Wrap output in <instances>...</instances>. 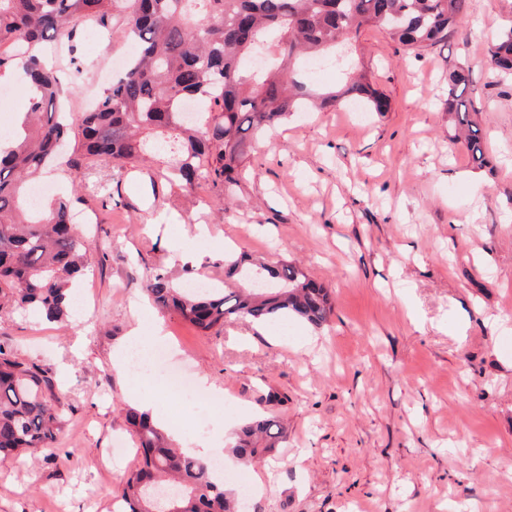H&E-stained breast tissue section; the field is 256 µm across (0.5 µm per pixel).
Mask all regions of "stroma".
Masks as SVG:
<instances>
[{"label": "stroma", "instance_id": "stroma-1", "mask_svg": "<svg viewBox=\"0 0 512 512\" xmlns=\"http://www.w3.org/2000/svg\"><path fill=\"white\" fill-rule=\"evenodd\" d=\"M510 21L512 0H478L447 44L420 56L364 28L352 66L389 111L300 112L255 136L226 207L151 164L115 176L101 223L84 213L97 244L88 307L54 324L0 309V345L46 368L68 403L54 450L0 462V512H116L138 465L129 395L149 382L113 356L158 317L176 368L222 395L182 407L177 447L203 416L211 443L262 410L288 425L261 464L232 471L233 488L250 487L247 512H512V81L485 59ZM89 34L74 39L94 64L70 96L76 112L105 87L96 67L127 46ZM462 62L481 168L445 110ZM228 251L303 268L331 290V320L204 333L149 303L155 268L220 284ZM119 441L128 452L115 459Z\"/></svg>", "mask_w": 512, "mask_h": 512}]
</instances>
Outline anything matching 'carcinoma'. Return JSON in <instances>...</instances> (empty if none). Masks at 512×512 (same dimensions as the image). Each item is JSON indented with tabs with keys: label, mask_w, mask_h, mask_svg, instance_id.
<instances>
[{
	"label": "carcinoma",
	"mask_w": 512,
	"mask_h": 512,
	"mask_svg": "<svg viewBox=\"0 0 512 512\" xmlns=\"http://www.w3.org/2000/svg\"><path fill=\"white\" fill-rule=\"evenodd\" d=\"M477 0H0V77L29 79L20 135L0 154V308L30 309L49 322L69 315L70 292L89 268L94 241L73 222L93 197L107 205L101 171L147 160L183 189L205 183L224 204L239 186L250 137L298 112L358 103L386 112L389 101L364 77L336 90L309 89L307 63L328 59L375 26L420 55L448 41ZM134 55L92 109L66 114L64 84H80L84 66L73 56V32L86 21L114 28ZM491 71L512 76V24L488 43ZM471 69L448 75V118L463 135L471 162L486 164L479 124L463 98ZM69 170L82 194L61 196L32 212L29 182ZM225 277L239 288L190 292L155 270L144 291L162 312L203 332L235 321L268 324L288 317L314 327L333 314L327 288L292 263H257L224 254ZM66 398L53 391L47 370L0 345V461L54 449ZM142 463L123 483V512H158L150 486L171 484L180 496L169 512H240L235 490L213 480L212 466L175 447L147 412L128 410ZM287 435L266 413L243 425L232 452L252 465Z\"/></svg>",
	"instance_id": "cac0c4a2"
}]
</instances>
